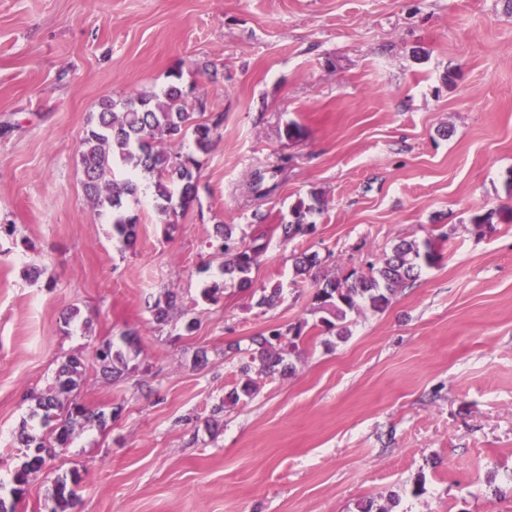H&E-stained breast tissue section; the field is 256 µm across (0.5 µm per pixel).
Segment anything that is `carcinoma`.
I'll use <instances>...</instances> for the list:
<instances>
[{"mask_svg": "<svg viewBox=\"0 0 512 512\" xmlns=\"http://www.w3.org/2000/svg\"><path fill=\"white\" fill-rule=\"evenodd\" d=\"M174 81L156 91L146 90L127 94L117 100L106 98L100 111L94 113L90 127L81 140L79 163L84 175L88 196L97 201L112 224V236L132 249L137 243V216L129 211L130 199L142 188L151 190L156 211L164 216V223H178L179 213L199 202L202 157L214 146V133L223 121L217 115L211 121L202 120L206 100L194 95L193 89H184L178 82L181 73L173 72ZM190 138L194 149L187 153H172L164 148L167 143H180ZM321 199L311 194L310 201L298 200L290 209L287 223L281 225L283 239L292 241L311 235L316 230L312 216L321 211ZM265 233L247 240L233 234V225H216V234L209 242L215 257L222 259L219 273L236 278L242 287L251 286L250 273L265 253ZM439 255L430 242L422 244L401 238L383 255L378 265L366 273L350 274L327 281L313 296L316 310L323 313L320 326L328 333L341 336L346 331L348 314L367 305L374 310L386 308L395 292L415 281L422 269L435 264ZM321 264L316 253L305 252L294 257L295 276H308ZM178 295L172 290L164 293L152 305L156 323L164 324L177 307ZM290 335L302 338V327L286 331L269 329L254 343L257 348L243 373L251 365L267 375L285 374L282 340ZM100 373L108 381L121 378L129 367L123 350L110 340L101 344L96 354ZM82 376V362L68 358L61 366L55 385L38 397L42 411L41 424L51 427L49 439L37 438L23 426L19 432L26 448V460L15 469L8 481H0V512H16V505L27 488L39 477L45 457L52 448H66L73 439L76 426L106 424L103 410H88L70 393L77 389ZM76 478H58L53 486L51 512H72L77 493ZM398 498L389 497L383 505L369 498L358 503L357 512H393Z\"/></svg>", "mask_w": 512, "mask_h": 512, "instance_id": "cac0c4a2", "label": "carcinoma"}]
</instances>
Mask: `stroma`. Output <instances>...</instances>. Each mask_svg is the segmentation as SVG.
<instances>
[{
    "mask_svg": "<svg viewBox=\"0 0 512 512\" xmlns=\"http://www.w3.org/2000/svg\"><path fill=\"white\" fill-rule=\"evenodd\" d=\"M175 67L223 122L199 204L169 233L139 195L129 251L84 191L81 140L102 99L161 89ZM4 123L0 479L66 357L85 366L77 401L122 408L52 449L18 512H49L69 471L74 512H354L392 493L398 512H512V0H0ZM313 192L316 232L284 242ZM489 211L493 228L474 224ZM220 222L267 234L250 287L217 272ZM401 238L440 261L226 402L253 336L319 318L294 254L336 278ZM171 288L183 312L160 326L147 304ZM127 330L140 352L105 381L95 351Z\"/></svg>",
    "mask_w": 512,
    "mask_h": 512,
    "instance_id": "35a3bbf8",
    "label": "stroma"
}]
</instances>
